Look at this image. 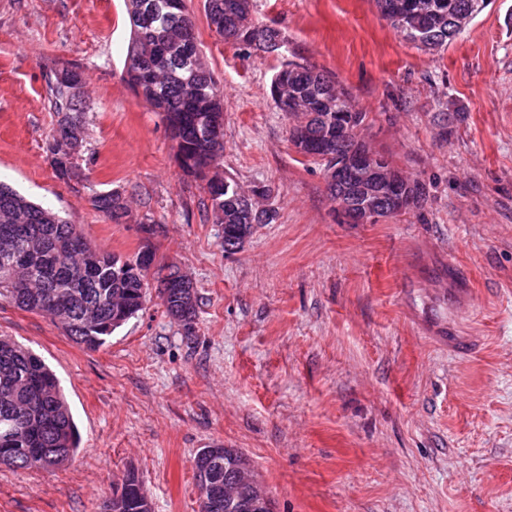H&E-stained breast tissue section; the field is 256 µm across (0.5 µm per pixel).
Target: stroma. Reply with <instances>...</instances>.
I'll return each mask as SVG.
<instances>
[{
  "instance_id": "stroma-1",
  "label": "stroma",
  "mask_w": 512,
  "mask_h": 512,
  "mask_svg": "<svg viewBox=\"0 0 512 512\" xmlns=\"http://www.w3.org/2000/svg\"><path fill=\"white\" fill-rule=\"evenodd\" d=\"M224 88L220 175L278 212L225 253L201 180L121 79L124 0H0V181L108 253L151 243L198 292L192 329L156 293L96 350L0 299V336L56 373L81 435L58 469L0 466V512H104L136 473L152 512H198L194 457L242 451L275 512H512V0L445 50H417L372 0H253L276 55L224 43L186 0ZM333 75L361 138L426 190L420 208L347 224L270 96L283 59ZM84 73L80 178L46 152L49 80ZM120 190L112 223L92 196ZM152 226L145 234L144 226Z\"/></svg>"
}]
</instances>
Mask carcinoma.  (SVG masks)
Listing matches in <instances>:
<instances>
[{"mask_svg": "<svg viewBox=\"0 0 512 512\" xmlns=\"http://www.w3.org/2000/svg\"><path fill=\"white\" fill-rule=\"evenodd\" d=\"M125 0L131 36L123 80L137 96L161 114L176 142L182 171L205 182L216 224L224 226L221 245L235 253L253 235L254 225L272 224L274 208L248 203L236 193L239 185L219 174L208 176L191 160L205 156L219 162L224 153V128H209L212 116H224V93L198 52L194 22L182 2ZM381 18L424 52H439L460 33L457 17L480 14L491 0H372ZM208 26L224 42L259 52L272 41H284L280 30L253 17L252 0H205ZM84 84L77 70L61 69L49 83L50 107L56 127L47 153L56 176H78V155L84 140ZM271 91L297 100L296 119L315 135L317 147L303 150L299 131L289 139L303 156L324 167L338 168L326 179L333 201L364 204L378 218L419 208L426 193L422 184L405 178L380 154L383 175L370 181L358 155L368 149L358 128L366 113L350 93L308 62L286 59L274 73ZM91 204L114 224L124 223L128 204L118 191L97 194ZM168 269L157 280L156 292L167 315L190 330L197 314L196 290L174 279V264H164L146 243L132 257L102 251L66 218L34 204L0 182V297L18 308L50 315L76 344L96 350L112 332L144 309L153 267ZM79 435L73 414L53 371L23 344L0 336V449H9L14 469H49L55 460L70 461ZM240 457L212 449L196 455L197 482L212 488L199 512H271L252 485L233 499L223 497L224 485L236 480ZM108 512H151V503L137 475L129 472L112 495Z\"/></svg>", "mask_w": 512, "mask_h": 512, "instance_id": "carcinoma-1", "label": "carcinoma"}]
</instances>
